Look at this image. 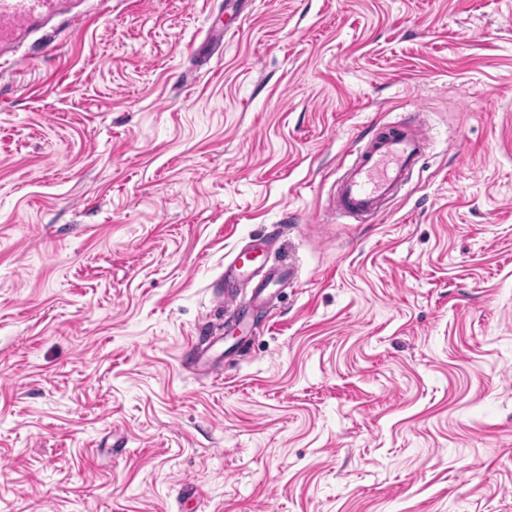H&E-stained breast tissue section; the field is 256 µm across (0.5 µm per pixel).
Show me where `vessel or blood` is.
<instances>
[{
    "instance_id": "b4317fda",
    "label": "vessel or blood",
    "mask_w": 512,
    "mask_h": 512,
    "mask_svg": "<svg viewBox=\"0 0 512 512\" xmlns=\"http://www.w3.org/2000/svg\"><path fill=\"white\" fill-rule=\"evenodd\" d=\"M70 0H0V61L16 55L36 33L65 19L77 29L87 20ZM427 149L422 128L406 120L391 123L353 149L351 162L340 165L332 208L336 215L364 224L389 210ZM252 253L241 251L224 269L226 280L248 289L253 307L265 308L277 290L296 279L298 268L282 261L261 277L248 271Z\"/></svg>"
}]
</instances>
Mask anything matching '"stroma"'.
<instances>
[{"label": "stroma", "instance_id": "35a3bbf8", "mask_svg": "<svg viewBox=\"0 0 512 512\" xmlns=\"http://www.w3.org/2000/svg\"><path fill=\"white\" fill-rule=\"evenodd\" d=\"M86 8L0 68V512H512V0ZM405 112L422 169L336 220ZM275 225L297 281L221 307ZM353 149L339 167L332 208L336 215L364 224L389 210L426 152L423 129L404 119L391 123Z\"/></svg>", "mask_w": 512, "mask_h": 512}]
</instances>
